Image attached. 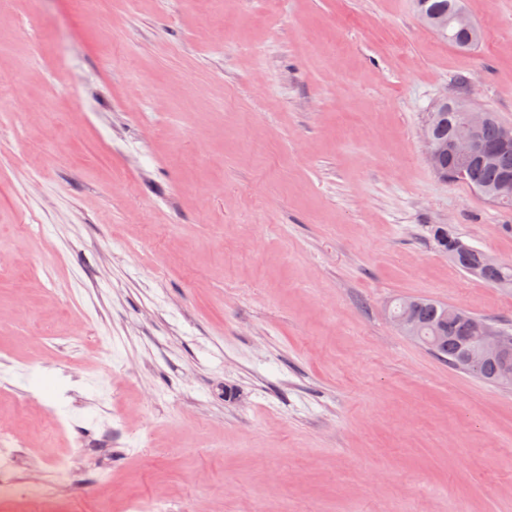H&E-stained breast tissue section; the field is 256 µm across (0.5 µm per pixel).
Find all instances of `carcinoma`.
<instances>
[{
    "instance_id": "cac0c4a2",
    "label": "carcinoma",
    "mask_w": 512,
    "mask_h": 512,
    "mask_svg": "<svg viewBox=\"0 0 512 512\" xmlns=\"http://www.w3.org/2000/svg\"><path fill=\"white\" fill-rule=\"evenodd\" d=\"M460 8L461 0H422L417 11L425 24L433 19L448 21V26L438 30L437 35L459 50H468L470 46L466 45L467 33L453 25L454 14ZM466 105L467 101L463 98L436 105L428 120L430 136L438 141L448 140L462 115V108ZM505 127L507 124L501 121L497 113L490 110L480 130V139L487 146H495L502 141ZM507 175L512 177V147L500 152L492 161L472 159L462 183L475 191L484 189L491 192ZM433 239L461 271L496 288H512V266L504 267L487 262L484 252L465 244L442 226L434 229ZM390 313L395 317L408 314L418 326L421 335L418 342L449 367L464 370L489 383H498L502 367L497 360H487L476 369L467 368L462 363L468 347L466 337L480 335L483 326L492 325L490 320L465 309L446 306L425 298L398 299L390 308Z\"/></svg>"
}]
</instances>
